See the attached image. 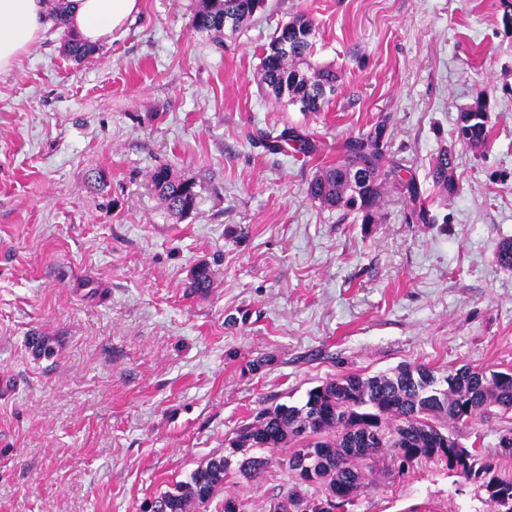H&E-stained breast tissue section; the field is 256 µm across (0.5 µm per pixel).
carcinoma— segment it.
<instances>
[{
	"instance_id": "cac0c4a2",
	"label": "carcinoma",
	"mask_w": 512,
	"mask_h": 512,
	"mask_svg": "<svg viewBox=\"0 0 512 512\" xmlns=\"http://www.w3.org/2000/svg\"><path fill=\"white\" fill-rule=\"evenodd\" d=\"M267 0H202L192 28L217 37L238 33ZM314 25L304 16L280 24L260 58V84L265 94L288 98L301 112H319L335 91L340 74L312 64ZM65 51L76 61L96 48L70 40ZM384 126L350 140L344 156L316 174L309 196L324 207L355 212L364 224L379 219L384 185L391 183L416 192L414 180L399 165L384 164L380 139ZM489 121L457 126L458 141L485 147ZM432 179L443 194L454 191L448 172L436 164ZM152 183L169 213L181 216L193 209L194 183L167 167L152 174ZM496 407L512 411V370L486 372L460 368L437 377L425 365H403L392 373L364 377L357 373L326 381L307 392L302 405L279 404L257 413L242 427L230 447L242 454L238 471L258 478L277 466L288 472L291 488L269 503L266 512H350L361 492L379 470L405 474L413 463L441 462L465 481L485 492L493 512H512V472L495 471L480 462V454L464 448L448 427L486 416ZM314 455L313 473L295 465L301 455ZM232 461L213 456L188 480L160 492L157 512H204L214 494L230 478ZM319 494L307 497L303 487Z\"/></svg>"
}]
</instances>
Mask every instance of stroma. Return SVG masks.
Returning a JSON list of instances; mask_svg holds the SVG:
<instances>
[{"label": "stroma", "instance_id": "35a3bbf8", "mask_svg": "<svg viewBox=\"0 0 512 512\" xmlns=\"http://www.w3.org/2000/svg\"><path fill=\"white\" fill-rule=\"evenodd\" d=\"M198 4L141 0L81 62L50 25L0 73V512H141L259 409L341 374L512 368L496 259L512 240V0H269L223 38L192 29ZM299 15L342 75L315 114L260 88L263 48ZM479 103L484 148L456 138ZM379 124L416 193L385 188L376 224L312 200L313 175ZM444 148L456 190L439 200ZM160 165L195 184L184 217L150 182ZM200 264L211 286L194 294ZM507 429L512 413L453 433L508 470ZM288 486L274 467L225 493L265 512ZM354 512L491 508L423 462L377 476Z\"/></svg>", "mask_w": 512, "mask_h": 512}]
</instances>
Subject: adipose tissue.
Listing matches in <instances>:
<instances>
[{
  "mask_svg": "<svg viewBox=\"0 0 512 512\" xmlns=\"http://www.w3.org/2000/svg\"><path fill=\"white\" fill-rule=\"evenodd\" d=\"M66 27L83 42L111 39L140 10V0H66ZM53 0H0V73L12 71L45 32Z\"/></svg>",
  "mask_w": 512,
  "mask_h": 512,
  "instance_id": "ef3b65f1",
  "label": "adipose tissue"
}]
</instances>
